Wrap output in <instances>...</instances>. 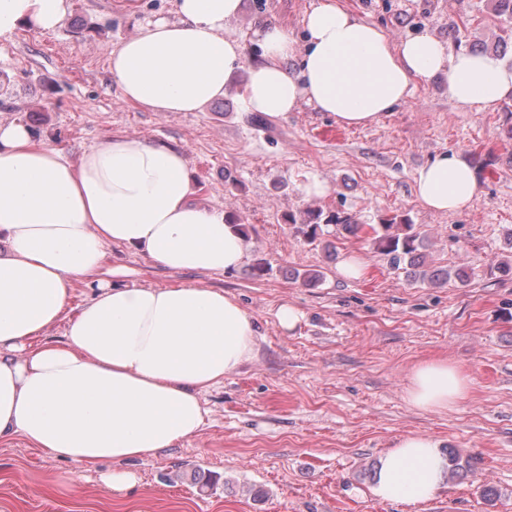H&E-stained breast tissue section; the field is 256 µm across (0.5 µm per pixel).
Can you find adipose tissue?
Here are the masks:
<instances>
[{"label":"adipose tissue","mask_w":512,"mask_h":512,"mask_svg":"<svg viewBox=\"0 0 512 512\" xmlns=\"http://www.w3.org/2000/svg\"><path fill=\"white\" fill-rule=\"evenodd\" d=\"M68 0H0V38L30 25L61 26ZM174 19L148 22L113 50L112 81L147 112H198L245 70L246 111L277 116L300 104L349 127L381 121L417 83L442 77L450 99L475 112L512 101V66L450 50L429 32L395 42L342 0H314L297 44L277 24L257 29L260 59L245 62L230 33L241 0H175ZM299 58V71L288 61ZM478 167L448 151L414 174L427 210L457 213L481 191ZM181 149L115 136L70 162L16 122H0V442L23 438L50 457L117 464L109 488L137 482L126 465L201 431L204 392L256 354L255 323L238 299L195 284L157 288L102 283L109 247L135 250L172 273H223L249 245L223 209L194 200ZM98 290L72 307L76 284ZM64 325L62 338L50 329ZM458 364L413 367L406 399L437 412L469 391ZM448 457L437 439L405 435L380 458L372 494L418 505L437 496Z\"/></svg>","instance_id":"1"}]
</instances>
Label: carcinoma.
<instances>
[{"label":"carcinoma","mask_w":512,"mask_h":512,"mask_svg":"<svg viewBox=\"0 0 512 512\" xmlns=\"http://www.w3.org/2000/svg\"><path fill=\"white\" fill-rule=\"evenodd\" d=\"M308 220L297 225V231L309 242L314 243L319 239L322 226L333 225L336 233L355 235L362 228L350 214L336 210L327 214L320 210L307 211ZM370 233L366 241L381 255L388 257V262L394 270L401 266H409L407 276L413 279L432 281H448L455 279L464 285L469 281V274L460 267L452 272L446 270L440 273H427L423 269L424 260L421 252L423 239L420 233L414 231V225L407 220L394 215L382 218L377 224L369 225Z\"/></svg>","instance_id":"obj_1"}]
</instances>
